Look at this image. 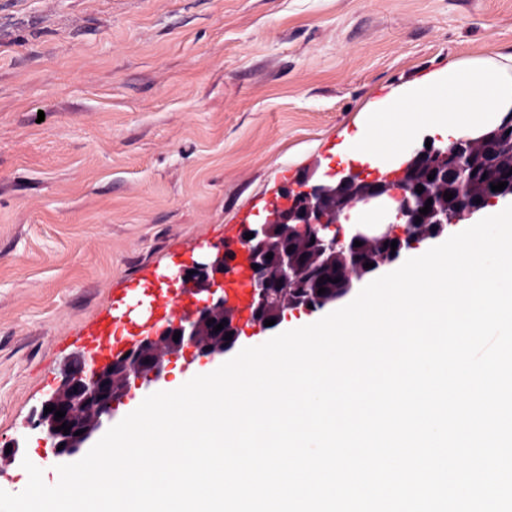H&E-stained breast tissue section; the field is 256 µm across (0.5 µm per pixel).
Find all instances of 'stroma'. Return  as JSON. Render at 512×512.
Here are the masks:
<instances>
[{"mask_svg":"<svg viewBox=\"0 0 512 512\" xmlns=\"http://www.w3.org/2000/svg\"><path fill=\"white\" fill-rule=\"evenodd\" d=\"M506 55L512 0H0V489H25L36 411L142 267L337 171L392 88ZM232 357L170 368L113 422Z\"/></svg>","mask_w":512,"mask_h":512,"instance_id":"stroma-1","label":"stroma"}]
</instances>
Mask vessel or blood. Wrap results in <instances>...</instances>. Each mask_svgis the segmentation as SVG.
Masks as SVG:
<instances>
[{
  "label": "vessel or blood",
  "mask_w": 512,
  "mask_h": 512,
  "mask_svg": "<svg viewBox=\"0 0 512 512\" xmlns=\"http://www.w3.org/2000/svg\"><path fill=\"white\" fill-rule=\"evenodd\" d=\"M233 258L232 271L222 282L224 300L233 308L242 335L253 334L257 325L251 319L252 273L247 251L236 236L224 238ZM199 295L185 291L174 274L157 267L143 268L129 291L112 294L106 307L82 330L91 359L104 363L144 336L155 325L191 316L199 305Z\"/></svg>",
  "instance_id": "obj_1"
}]
</instances>
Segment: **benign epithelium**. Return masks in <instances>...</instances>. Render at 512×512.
Listing matches in <instances>:
<instances>
[{"label": "benign epithelium", "instance_id": "7a95c632", "mask_svg": "<svg viewBox=\"0 0 512 512\" xmlns=\"http://www.w3.org/2000/svg\"><path fill=\"white\" fill-rule=\"evenodd\" d=\"M512 128V113L494 130L474 139H459L456 144L477 158L482 156V148L495 141L504 129ZM448 146L416 148L410 152V159L402 169L390 173L368 176L354 167L337 171V186H332L307 172L297 181L296 189L283 191L285 203L275 200L264 222L245 224L240 234L241 243L251 249L253 263L258 265L252 279L253 300L257 307L269 310L266 319H278L273 312L281 295L295 293L294 301L309 304L308 298L298 292L297 283L301 271L296 261L287 252L278 256L277 264H269L268 243L276 227L287 230L288 235L297 238L314 239V250L310 253V262L318 264L328 252L352 250L354 242L381 245L397 241V249L385 253L378 264L396 261L403 252L416 248L425 236L418 232V225L428 224L432 232L430 238H436L448 231V227L473 216L483 207L473 203L467 195V184H460L458 200L460 207L455 212L448 211L444 203V194L437 186H430L422 192H416L417 174L423 168L435 171H448ZM398 202L394 220L386 224L367 226L353 237L347 239L337 224L344 212L357 205L380 207L384 197ZM431 203V211L423 215L420 209ZM254 237L248 239L246 234ZM228 270L227 254L218 247L214 256L197 262L189 268L178 271V279L185 288H190L202 296L195 312L188 318L171 321L156 326L148 336L139 338L124 351L113 356L105 363H96L79 352L71 357L62 371L57 389L42 402L41 410L32 423V428L41 435V440L51 445L58 456H73L92 439L105 422L123 403L132 389L143 384L157 383L166 378L171 357L179 349H194L196 358L212 360L231 350L236 342L238 331L235 314L224 304V289L220 282ZM223 329L206 338L200 335L203 328L214 329L218 324ZM180 338L173 340L175 332ZM231 338H226V335ZM121 370L132 380L121 389L112 386L113 374ZM55 410L44 413L48 405ZM62 410L65 416L55 419L56 411ZM67 424L69 434L56 430ZM83 431L77 436L75 432ZM63 449H58V446Z\"/></svg>", "mask_w": 512, "mask_h": 512}]
</instances>
